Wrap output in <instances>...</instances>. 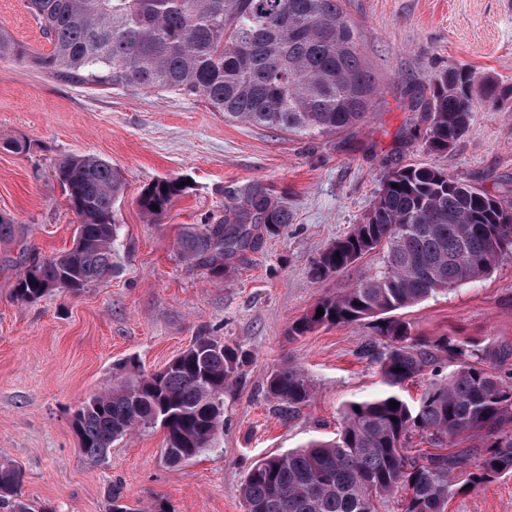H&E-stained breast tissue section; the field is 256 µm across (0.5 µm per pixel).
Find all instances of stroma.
Masks as SVG:
<instances>
[{"label":"stroma","instance_id":"stroma-1","mask_svg":"<svg viewBox=\"0 0 512 512\" xmlns=\"http://www.w3.org/2000/svg\"><path fill=\"white\" fill-rule=\"evenodd\" d=\"M343 9L377 93L365 121L331 134L228 122L193 98L72 85L0 59V213L18 226L16 241L0 245V462L22 471L25 502L52 512H106L117 483L141 512L158 502L170 512H245L239 490L258 459L335 437L347 404L384 388L379 364L359 354L378 334L375 319L290 332L319 301L379 266L371 253L338 275L310 277L321 252L362 223L382 175L430 165L512 200V0H343ZM0 24L30 49L49 51L24 0H0ZM458 67L511 94L498 110L474 112L466 135L435 153L408 91ZM13 142L24 151H9ZM75 154L106 159L123 180L119 266L84 290L18 300L22 251L45 258L73 244L76 218L55 169ZM160 178L190 186L151 224L138 198ZM254 182L288 205L292 224L238 254L223 277L186 262L177 244L182 227L221 214ZM403 318L413 335L469 342L484 365L507 375L512 257ZM200 335L247 356L224 391V428L214 447L172 464L163 430L151 427L117 441L102 463L85 458L75 411L119 374L162 369ZM287 364L304 369L315 388L292 415L266 389L268 375ZM448 512H512V475L459 493Z\"/></svg>","mask_w":512,"mask_h":512}]
</instances>
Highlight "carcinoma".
Returning a JSON list of instances; mask_svg holds the SVG:
<instances>
[{"label":"carcinoma","instance_id":"obj_1","mask_svg":"<svg viewBox=\"0 0 512 512\" xmlns=\"http://www.w3.org/2000/svg\"><path fill=\"white\" fill-rule=\"evenodd\" d=\"M51 45L33 51L0 25V59L30 63L78 86L174 92L200 99L224 119L292 134H329L362 121L376 86L360 54L359 34L341 0H24ZM499 87L474 94L472 73L454 68L436 75L429 90H412L414 107L430 115L426 145L440 153L467 133L472 112L497 106ZM69 209L77 217L73 247L34 258L14 287L36 301L55 290L80 291L117 267L120 225L115 205L123 183L112 164L72 155L56 169ZM167 191H162V188ZM186 186L163 178L138 203L160 222ZM288 206L260 183L201 224H188L181 256L221 277L237 253L276 236L292 223ZM14 221L0 215V244L16 239ZM383 253L382 269L319 302L292 326L304 335L322 325L377 318L385 325L360 355L380 365L382 392L350 402L336 437L312 441L257 460L240 488L245 512H378L380 499L403 491L401 512H446L466 488L489 486L512 474V376L472 360L469 344L412 335L397 313L472 283L512 256V202L462 183L440 169L406 165L382 175L363 222L323 251L311 277L339 274L363 256ZM323 315L317 316V309ZM454 362L444 372L440 361ZM242 355L211 336H198L156 373L122 377L74 415L80 449L90 461L140 428L159 426L172 463L213 446L224 426V388ZM430 375L422 398L408 403L405 382ZM268 392L288 413L313 396L307 373L285 365L267 379ZM397 401L390 408L389 401ZM438 447L471 432L480 448H459L422 459L409 454L414 433ZM22 473L0 465V506L33 512L22 500ZM106 512H139L122 502L119 486Z\"/></svg>","mask_w":512,"mask_h":512}]
</instances>
